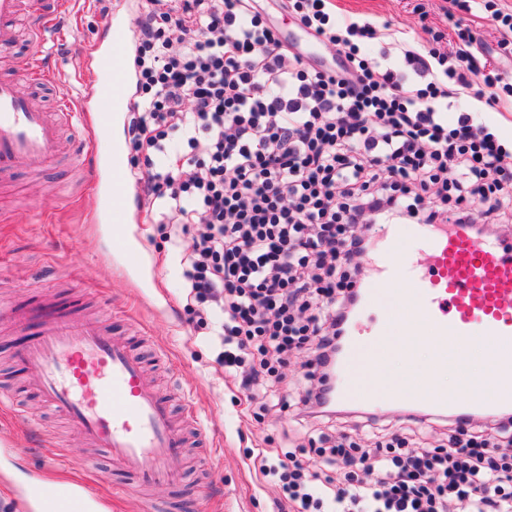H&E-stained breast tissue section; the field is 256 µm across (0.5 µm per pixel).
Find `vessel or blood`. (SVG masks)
Here are the masks:
<instances>
[{
	"mask_svg": "<svg viewBox=\"0 0 512 512\" xmlns=\"http://www.w3.org/2000/svg\"><path fill=\"white\" fill-rule=\"evenodd\" d=\"M70 6V0H0V50L12 46L20 16H28L39 43ZM121 13L116 5L109 14V47L90 45L82 53L84 78L99 86L95 109L67 97L53 115L36 107L25 85L54 83L39 63L17 78L0 75V181L54 157L65 123L74 131L73 158L82 160L96 151L109 119L130 110L128 27L119 23ZM104 161L109 183L101 217L122 224L127 176L116 152L107 151ZM364 262L371 276L358 286L361 311L343 338L335 402L367 413L398 404L406 416L473 421L511 411L512 246L468 224H384ZM394 327L406 336L427 337L434 354L430 372L414 363L402 378L390 376L388 359L397 346L388 336ZM478 336L489 371L474 391L461 354ZM17 357L33 375V393L85 446L106 450L117 471L144 487L176 482L186 453L184 425L195 422V412L186 410L184 423L176 422L127 339L83 318L79 304L58 301ZM444 370L456 372L463 397L442 394L438 379ZM105 504L87 489L59 487L44 498L41 512H95Z\"/></svg>",
	"mask_w": 512,
	"mask_h": 512,
	"instance_id": "obj_1",
	"label": "vessel or blood"
}]
</instances>
